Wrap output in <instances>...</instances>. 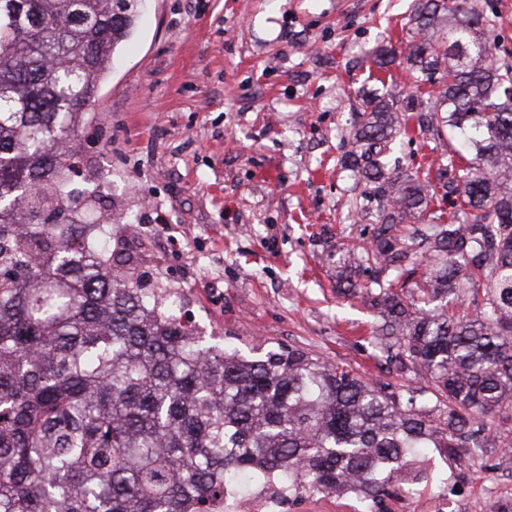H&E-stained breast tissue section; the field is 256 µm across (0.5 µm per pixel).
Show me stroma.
I'll list each match as a JSON object with an SVG mask.
<instances>
[{
  "label": "stroma",
  "mask_w": 512,
  "mask_h": 512,
  "mask_svg": "<svg viewBox=\"0 0 512 512\" xmlns=\"http://www.w3.org/2000/svg\"><path fill=\"white\" fill-rule=\"evenodd\" d=\"M414 0H141L74 142L83 219L112 213V247L145 288H171L207 335L242 351L305 350L395 386H426L376 347L375 318L336 291L340 244L373 234L341 171L362 97L410 92ZM393 44L386 70L371 52ZM166 223H153L154 210ZM496 446L437 462L445 482L381 512H512V421Z\"/></svg>",
  "instance_id": "1"
}]
</instances>
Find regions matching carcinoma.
I'll use <instances>...</instances> for the list:
<instances>
[{
  "label": "carcinoma",
  "instance_id": "obj_1",
  "mask_svg": "<svg viewBox=\"0 0 512 512\" xmlns=\"http://www.w3.org/2000/svg\"><path fill=\"white\" fill-rule=\"evenodd\" d=\"M138 0H0V512H224L257 489L376 504L489 450L512 412V64L477 3L419 0L412 71L439 73L429 173L393 158L415 95L372 96L342 161L377 199L338 291L373 310L382 351L428 387H392L304 350L246 355L139 288L85 202L71 143ZM363 271L369 283L351 279ZM483 296L474 310L466 294Z\"/></svg>",
  "mask_w": 512,
  "mask_h": 512
}]
</instances>
